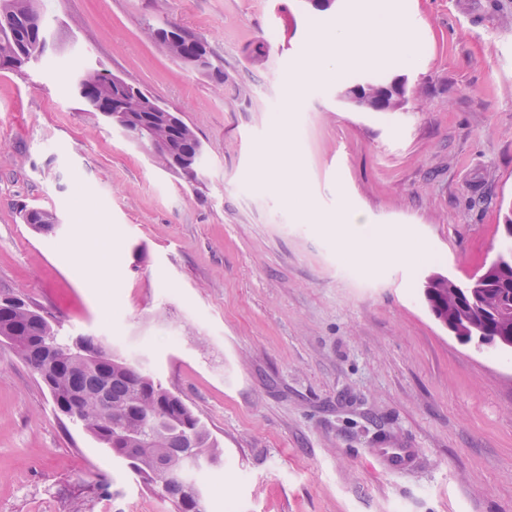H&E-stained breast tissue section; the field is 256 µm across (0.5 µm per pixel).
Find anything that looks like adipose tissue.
<instances>
[{
	"mask_svg": "<svg viewBox=\"0 0 512 512\" xmlns=\"http://www.w3.org/2000/svg\"><path fill=\"white\" fill-rule=\"evenodd\" d=\"M405 31V21L398 14L378 17L356 11L337 17L335 30L316 35L311 52L293 74L292 99H299L305 89L330 70L341 73L359 64L376 63L389 54H409ZM364 222V215L346 209L336 217V235L357 262L370 268L384 259L412 260V253L402 246L382 241L379 234L365 229Z\"/></svg>",
	"mask_w": 512,
	"mask_h": 512,
	"instance_id": "1",
	"label": "adipose tissue"
}]
</instances>
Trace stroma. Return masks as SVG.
Returning a JSON list of instances; mask_svg holds the SVG:
<instances>
[{"instance_id": "35a3bbf8", "label": "stroma", "mask_w": 512, "mask_h": 512, "mask_svg": "<svg viewBox=\"0 0 512 512\" xmlns=\"http://www.w3.org/2000/svg\"><path fill=\"white\" fill-rule=\"evenodd\" d=\"M395 12L412 55L328 77L288 102L315 34ZM53 45L0 72V297L24 294L179 394L223 450L198 476L207 512H512V356L459 344L427 275L468 281L506 244L512 206V0H40ZM175 23L224 82L160 49ZM108 69L177 108L204 145L197 181L85 111L73 79ZM404 77L423 109L357 112L336 96ZM284 131L319 224L255 190ZM56 214L40 232L19 205ZM363 213L416 262L360 270L333 225ZM111 246L116 279L80 263ZM360 270L353 278L352 270ZM383 448L417 461L386 473ZM0 512H173L55 412L0 343ZM446 279L447 281H445ZM448 280L455 284H464L449 277L438 276L437 274L430 275L426 278L424 286H426V288H431L430 292L427 293V298L425 297V302L428 305V307L444 308L440 290L441 288H448ZM449 289L450 288H448V290Z\"/></svg>"}]
</instances>
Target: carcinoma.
<instances>
[{
	"instance_id": "obj_1",
	"label": "carcinoma",
	"mask_w": 512,
	"mask_h": 512,
	"mask_svg": "<svg viewBox=\"0 0 512 512\" xmlns=\"http://www.w3.org/2000/svg\"><path fill=\"white\" fill-rule=\"evenodd\" d=\"M10 19V25L0 24V71H20L35 64L32 57L40 38L42 19L37 0H0V18ZM155 38L179 48L176 58L186 67L200 72L218 83L224 82V66L214 62L207 43L200 37L189 35L177 25L154 31ZM87 92L79 99L88 112H98L130 134L148 143L154 139L171 143L174 155L190 158L186 170L174 171L188 179L196 177L203 156V146L195 131L181 118L172 115L169 121L153 113L152 101L135 95L132 90L114 83V74L108 71L88 70L82 74ZM365 85H352L341 90L343 102L365 111L396 112L409 104L422 105L420 95L408 96L406 85L390 91L387 85L375 78L364 79ZM24 223L37 229L49 230L58 223L55 214L27 205L20 208ZM483 288L479 289L480 302L467 297L455 310L444 312L445 317L458 321L466 328L473 324L488 328L493 335L512 334V318L504 316L486 305V298L493 296L507 304L512 302V251L498 254V258L480 271ZM18 296L0 300V336L9 340V346L20 357L44 372L41 377L60 410L69 404L73 392L87 395L78 414L70 421L79 425L95 441L109 446L112 456L122 460L132 474L146 484H152L153 462L164 459L171 464L166 484L161 493L174 507V512H205L204 496L194 479V474L220 462L222 449L212 438L201 419L183 399L170 391L149 373L137 368L118 355H109L96 361V367L77 370L72 374L58 371L55 360H44L33 348L32 339L44 336L62 355L75 359L74 341L62 336L59 330L35 307L25 303L19 308ZM111 383L112 404L126 410L122 417L112 416V421L134 433L130 443L105 440L102 415L92 398L102 379ZM139 448L141 453L125 457V448Z\"/></svg>"
}]
</instances>
